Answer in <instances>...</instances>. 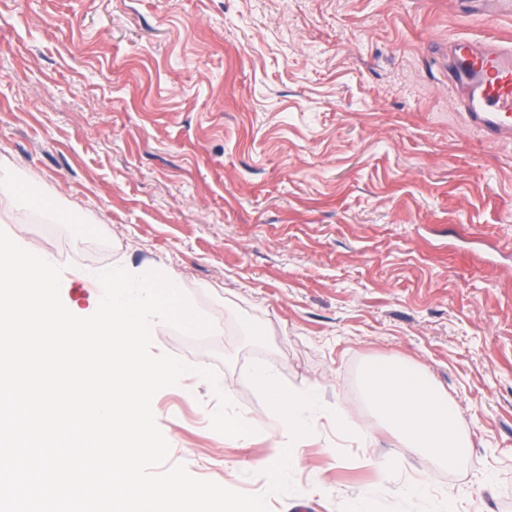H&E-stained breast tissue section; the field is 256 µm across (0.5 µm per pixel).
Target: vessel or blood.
Returning a JSON list of instances; mask_svg holds the SVG:
<instances>
[{"label":"vessel or blood","instance_id":"b4317fda","mask_svg":"<svg viewBox=\"0 0 512 512\" xmlns=\"http://www.w3.org/2000/svg\"><path fill=\"white\" fill-rule=\"evenodd\" d=\"M454 89L471 125L492 140L512 139V40L462 38L449 47Z\"/></svg>","mask_w":512,"mask_h":512}]
</instances>
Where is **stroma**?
Masks as SVG:
<instances>
[{"label": "stroma", "instance_id": "1", "mask_svg": "<svg viewBox=\"0 0 512 512\" xmlns=\"http://www.w3.org/2000/svg\"><path fill=\"white\" fill-rule=\"evenodd\" d=\"M512 37L457 0H0V166L69 223L45 232L0 195V229L52 255L75 315L97 272L161 269L208 318L152 351L192 365L153 398L169 464L247 494L281 448L227 438L200 367L265 418L258 363L327 417L293 448L268 512H512V140L470 126L430 52ZM409 362L458 413L469 458L403 445L359 392L368 364ZM371 432L342 441L335 414Z\"/></svg>", "mask_w": 512, "mask_h": 512}]
</instances>
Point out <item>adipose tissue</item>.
<instances>
[{
	"label": "adipose tissue",
	"instance_id": "adipose-tissue-1",
	"mask_svg": "<svg viewBox=\"0 0 512 512\" xmlns=\"http://www.w3.org/2000/svg\"><path fill=\"white\" fill-rule=\"evenodd\" d=\"M0 194L45 226L67 221L64 211L32 197L14 172L2 166ZM361 395L368 407L385 414L414 447L447 461L469 456L470 441L456 429L455 406L419 368L403 362L369 364Z\"/></svg>",
	"mask_w": 512,
	"mask_h": 512
}]
</instances>
